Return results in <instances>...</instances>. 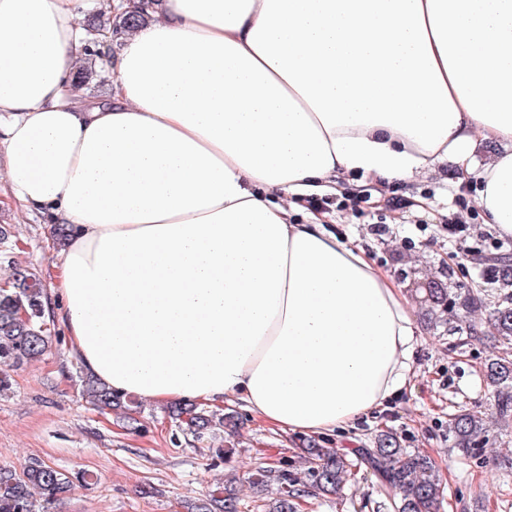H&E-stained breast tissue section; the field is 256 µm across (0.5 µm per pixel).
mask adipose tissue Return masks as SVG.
Listing matches in <instances>:
<instances>
[{"label":"adipose tissue","instance_id":"obj_1","mask_svg":"<svg viewBox=\"0 0 512 512\" xmlns=\"http://www.w3.org/2000/svg\"><path fill=\"white\" fill-rule=\"evenodd\" d=\"M92 0H0V174L65 224L50 311L87 370L153 403L234 399L314 435L408 387L409 300L296 213L353 171L412 180L472 148L512 238V0H167L66 93Z\"/></svg>","mask_w":512,"mask_h":512}]
</instances>
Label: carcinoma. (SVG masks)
Segmentation results:
<instances>
[{
    "label": "carcinoma",
    "instance_id": "obj_1",
    "mask_svg": "<svg viewBox=\"0 0 512 512\" xmlns=\"http://www.w3.org/2000/svg\"><path fill=\"white\" fill-rule=\"evenodd\" d=\"M148 19L146 9L113 13L112 5L102 4L86 20L89 65L77 71L69 88L76 100H83L88 85L97 75L95 60L104 57L98 49L102 33L124 34L137 29ZM474 260L490 272L492 288H465L450 295L448 289L431 279L425 287L415 289L423 302L443 307L452 317L460 314L475 316L488 313L487 323L493 329L500 348L498 354L485 363L487 376L494 387V413L512 416V253L475 251ZM10 287L0 288V392L9 389L7 369L40 359L50 347L46 335L47 306L39 274L32 268L8 262ZM24 307L31 317L18 315ZM83 393L100 409L134 411L138 402L131 396L116 394L93 375L83 379ZM169 418L178 424L183 434L194 441L204 442L217 425L234 429L239 417L232 413H217L199 404L172 402L167 406ZM449 430L453 447L465 456L475 455L485 442L484 419L465 410L450 418ZM302 452L309 464L307 475L312 489L322 495H336L343 488L355 464L363 465L379 478L381 485L392 489L398 501L394 512H439L444 486L432 459L420 452L401 447L396 434L380 435L371 448L356 450V459L336 448L322 446L316 440L302 441ZM89 474H69L39 459L29 461L21 472L0 469V512H40L41 503L51 504L63 499L75 483H88ZM277 481L280 488L265 499L264 512H295V499L302 490L288 471L262 468L251 478L250 485L262 496L269 483ZM236 478L225 481L207 496L186 505V512H241Z\"/></svg>",
    "mask_w": 512,
    "mask_h": 512
}]
</instances>
